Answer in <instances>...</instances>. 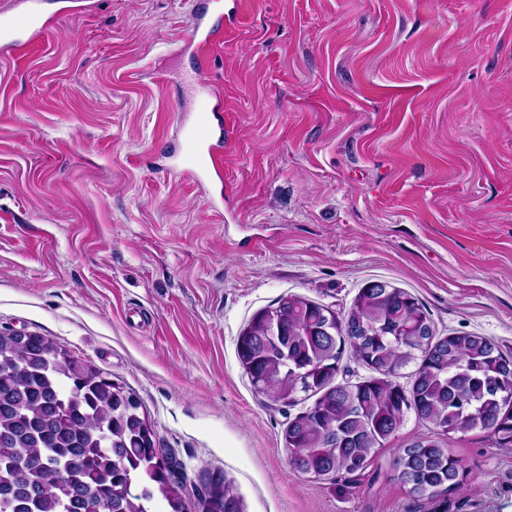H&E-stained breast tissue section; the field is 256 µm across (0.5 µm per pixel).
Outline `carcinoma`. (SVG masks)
I'll return each instance as SVG.
<instances>
[{
    "label": "carcinoma",
    "mask_w": 512,
    "mask_h": 512,
    "mask_svg": "<svg viewBox=\"0 0 512 512\" xmlns=\"http://www.w3.org/2000/svg\"><path fill=\"white\" fill-rule=\"evenodd\" d=\"M375 375L335 383L345 347ZM252 385L270 399L314 404L288 422L298 473L319 481L361 473L407 412L440 430L400 449L394 479L430 500L461 489L466 466L445 439L481 429L512 445V358L489 338H437L422 305L384 281L360 289L347 315L290 295L255 314L237 339ZM419 361L411 388L399 370ZM126 385L39 334L0 329V498L6 512H241L221 473L189 480L160 448Z\"/></svg>",
    "instance_id": "obj_1"
}]
</instances>
